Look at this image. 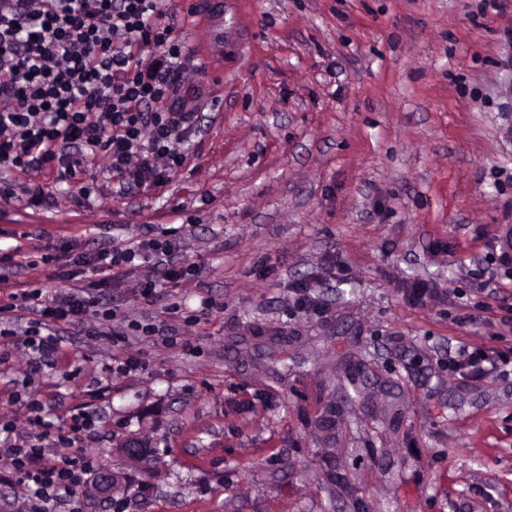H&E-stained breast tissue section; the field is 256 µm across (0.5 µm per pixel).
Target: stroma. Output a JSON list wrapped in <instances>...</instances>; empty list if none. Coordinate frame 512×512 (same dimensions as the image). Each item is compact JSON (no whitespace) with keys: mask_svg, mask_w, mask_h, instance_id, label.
<instances>
[{"mask_svg":"<svg viewBox=\"0 0 512 512\" xmlns=\"http://www.w3.org/2000/svg\"><path fill=\"white\" fill-rule=\"evenodd\" d=\"M196 117L162 193L0 198V292L93 287L31 388L84 407L80 443L122 471L125 512H512V376L461 379V344L512 347V0H172ZM223 16L210 37L206 21ZM172 239L195 273L56 277L62 243L93 254ZM427 283L425 304L409 298ZM308 284L319 315L295 311ZM113 310L102 322L99 310ZM140 354L138 371L106 366ZM26 368L0 362V416ZM145 434L159 459L116 455Z\"/></svg>","mask_w":512,"mask_h":512,"instance_id":"35a3bbf8","label":"stroma"}]
</instances>
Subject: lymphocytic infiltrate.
<instances>
[{"mask_svg":"<svg viewBox=\"0 0 512 512\" xmlns=\"http://www.w3.org/2000/svg\"><path fill=\"white\" fill-rule=\"evenodd\" d=\"M182 41L169 0H0V170L74 179L97 157L121 190L164 187L188 155L192 98L181 90ZM177 246L146 238L130 247L77 254L57 275L73 280L88 268L119 277L144 265L176 278ZM39 288L9 293L34 318L24 332L29 372L53 367L57 326L85 315L97 301L60 293L43 301ZM450 374L481 379L512 376V348L460 346ZM31 426L18 435L0 417V466L15 474L37 507L80 505L97 469L75 442L93 430V414L74 410L68 422L45 420L44 405L18 390ZM64 455H56V448Z\"/></svg>","mask_w":512,"mask_h":512,"instance_id":"f902f5d3","label":"lymphocytic infiltrate"}]
</instances>
